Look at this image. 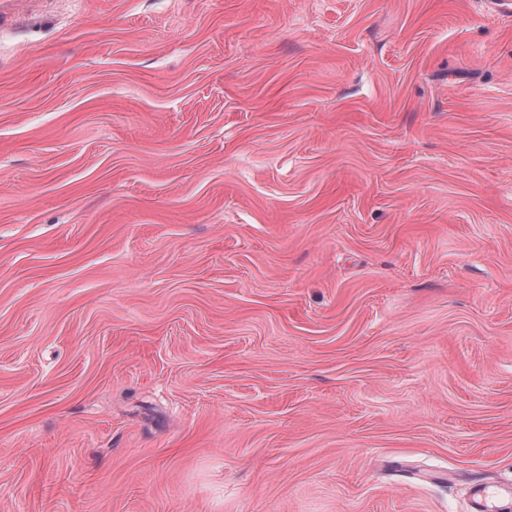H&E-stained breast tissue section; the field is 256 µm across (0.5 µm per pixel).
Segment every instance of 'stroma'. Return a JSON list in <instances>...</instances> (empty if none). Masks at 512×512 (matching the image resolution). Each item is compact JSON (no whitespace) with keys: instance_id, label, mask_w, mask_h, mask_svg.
<instances>
[{"instance_id":"1","label":"stroma","mask_w":512,"mask_h":512,"mask_svg":"<svg viewBox=\"0 0 512 512\" xmlns=\"http://www.w3.org/2000/svg\"><path fill=\"white\" fill-rule=\"evenodd\" d=\"M512 512V13L0 0V512Z\"/></svg>"}]
</instances>
